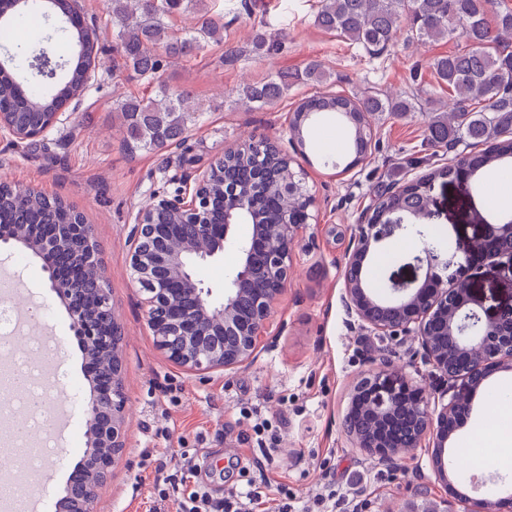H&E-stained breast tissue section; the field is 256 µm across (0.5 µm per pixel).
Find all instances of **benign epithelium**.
I'll use <instances>...</instances> for the list:
<instances>
[{
  "label": "benign epithelium",
  "instance_id": "1",
  "mask_svg": "<svg viewBox=\"0 0 512 512\" xmlns=\"http://www.w3.org/2000/svg\"><path fill=\"white\" fill-rule=\"evenodd\" d=\"M65 64L54 61L45 48L30 64L31 70L54 79ZM0 131L18 140L44 135L49 128L31 134L0 114ZM253 148L242 145L224 150V154L194 174L178 180L175 195L156 191L135 218L130 237V272L146 293L144 306L148 326L158 347L174 363L197 375L214 370H231L253 359L254 352L267 335L273 307L288 286L293 256L303 224L252 225L248 238L239 241L240 255L234 279L224 284V296L213 298L211 288L197 279L194 265L224 252V243L235 238L234 214L241 209L224 210V223H207L208 199L205 190L224 161ZM163 206L190 220L196 238H185L174 224H152L154 208ZM406 213L383 209L378 203L362 215L356 225L354 248L348 251L342 272L345 301L358 323L379 335L395 337L414 335L423 359L432 368L438 382L439 397L430 402L419 388H414V429L402 439L396 433V405L410 384L402 369L383 362L359 378L354 394L370 402L369 428L362 433L346 426L356 447L363 448L382 462L394 463L422 446L426 437L434 438L431 453L434 474L447 476L445 443L452 433L464 397L451 385L462 381L470 389L499 369L512 367V306L503 308L489 319L472 298L469 278L458 275L461 264L454 252H438L425 245L411 257L410 265L423 275L387 279V289L380 292L368 286L363 272L370 260L371 247L384 236L404 228ZM480 249L492 257L508 260L512 269V223H483ZM153 240L145 249L142 238ZM51 290L63 301L80 292L77 285L61 278L52 267H45ZM72 328L86 352L112 342V337L98 334L83 310L70 308ZM238 337L237 345L224 343V336ZM448 349L439 347L440 340ZM459 353L472 354L477 360L467 366H453L449 359ZM116 367L110 381L98 383L88 409V448L79 475L66 487L58 500V512H97V489L108 478L111 467L125 451L123 423L128 398L125 394L118 346H112Z\"/></svg>",
  "mask_w": 512,
  "mask_h": 512
}]
</instances>
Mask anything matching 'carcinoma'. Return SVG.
Segmentation results:
<instances>
[{
	"mask_svg": "<svg viewBox=\"0 0 512 512\" xmlns=\"http://www.w3.org/2000/svg\"><path fill=\"white\" fill-rule=\"evenodd\" d=\"M186 0H106L112 12L123 66L140 79L155 85L154 95L120 101L115 112L127 129L133 148L161 150L181 141L188 124L196 121L200 108L186 91L175 92L155 84L162 67L160 47L169 59L193 57L207 42L223 38L224 24L218 14H204L193 31L182 36L169 32L165 19L185 7ZM494 0H320L314 24L366 52L375 54L394 42L402 27L417 40L427 43L460 39L464 46L434 58L432 68L441 84L448 87L452 107L441 105L431 112L428 145L447 147L461 139L484 146L478 153L462 156L457 165L438 169L428 177L450 180L469 178L468 188L486 187L489 175L512 166V51L504 41L512 36V9L492 11ZM494 18H489V14ZM84 68L68 72L52 93L24 86L10 69L0 72V113L23 129L45 125L51 113L76 92ZM330 78L320 63L309 61L301 69L281 72L261 83L242 87L239 102L261 108L281 100L299 84L320 85ZM415 111L412 100L367 91L361 96H312L297 106L291 125L300 146L312 126L332 120L344 134L352 160L368 150L371 130L368 117L375 112L402 114ZM251 188L255 202L275 224L282 214L290 224L310 220V192L302 171L272 144L229 159L209 188V219L224 216V206L238 202L237 194ZM429 202L425 183L416 182L399 197L382 200L385 208L422 210ZM82 217L57 197L22 191L0 184V230L7 229L19 244L42 260L50 259L64 275L85 282L89 289L101 286L98 271L72 263L71 252L48 254L39 246L54 237L62 224H81Z\"/></svg>",
	"mask_w": 512,
	"mask_h": 512,
	"instance_id": "1",
	"label": "carcinoma"
}]
</instances>
